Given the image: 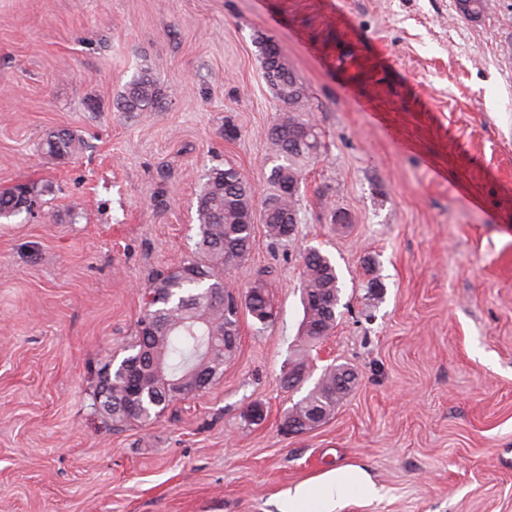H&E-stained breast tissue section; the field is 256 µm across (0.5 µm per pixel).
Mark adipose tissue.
Here are the masks:
<instances>
[{
	"mask_svg": "<svg viewBox=\"0 0 512 512\" xmlns=\"http://www.w3.org/2000/svg\"><path fill=\"white\" fill-rule=\"evenodd\" d=\"M370 502L378 489L363 469L339 466L288 490L277 502L278 512H342L351 497Z\"/></svg>",
	"mask_w": 512,
	"mask_h": 512,
	"instance_id": "1",
	"label": "adipose tissue"
}]
</instances>
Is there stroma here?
<instances>
[{
    "instance_id": "1",
    "label": "stroma",
    "mask_w": 512,
    "mask_h": 512,
    "mask_svg": "<svg viewBox=\"0 0 512 512\" xmlns=\"http://www.w3.org/2000/svg\"><path fill=\"white\" fill-rule=\"evenodd\" d=\"M263 38L322 142L293 238L256 225L224 276L263 278L276 318L241 312L210 388L111 428L97 371L128 355L153 276L195 258L207 170L237 169L257 211L272 190L286 107ZM144 71L160 107L119 111ZM61 128L76 155L47 152ZM18 184L37 205L0 222V512H277L340 465L382 492L344 512H512V0L475 19L454 0H0V190ZM310 247L341 285L310 377L356 381L288 435Z\"/></svg>"
}]
</instances>
